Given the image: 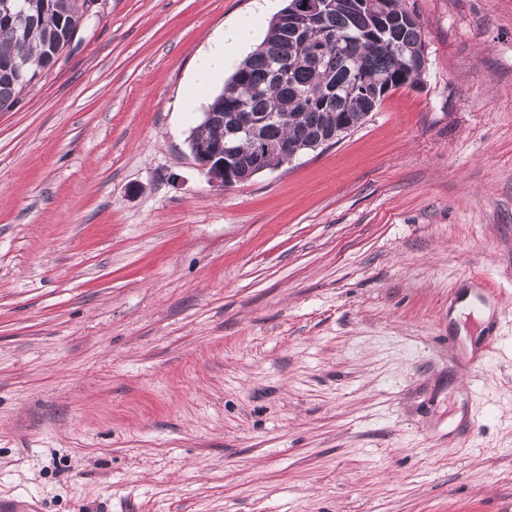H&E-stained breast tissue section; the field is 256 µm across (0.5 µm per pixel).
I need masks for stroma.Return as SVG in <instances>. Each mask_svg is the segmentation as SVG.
I'll return each mask as SVG.
<instances>
[{
    "label": "stroma",
    "instance_id": "1",
    "mask_svg": "<svg viewBox=\"0 0 512 512\" xmlns=\"http://www.w3.org/2000/svg\"><path fill=\"white\" fill-rule=\"evenodd\" d=\"M286 4L101 0L0 112V497L512 512V0H403L418 85L214 186L195 62Z\"/></svg>",
    "mask_w": 512,
    "mask_h": 512
}]
</instances>
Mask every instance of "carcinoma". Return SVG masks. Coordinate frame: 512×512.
<instances>
[{"mask_svg": "<svg viewBox=\"0 0 512 512\" xmlns=\"http://www.w3.org/2000/svg\"><path fill=\"white\" fill-rule=\"evenodd\" d=\"M332 2L335 7L323 14L320 27L331 45L320 59L314 58L312 47L300 48V36L275 16L266 37L224 83L195 127L198 137L218 148L240 175L251 172L257 149L253 139L229 134L230 116L240 105L239 88L251 89L244 112L276 113L258 131L261 140L273 145L286 139L306 143L338 138L344 135L343 125L365 121L369 93L420 81L425 67L422 26L401 0H386L384 32L376 37L372 16L358 0ZM10 6L24 15L25 23L19 32L0 25V112L13 109L24 90L16 65H25L30 80L52 70L59 60L56 48L79 21L78 0H11ZM339 41L353 42L354 54H336ZM275 60L291 69L287 81L272 77Z\"/></svg>", "mask_w": 512, "mask_h": 512, "instance_id": "obj_1", "label": "carcinoma"}]
</instances>
